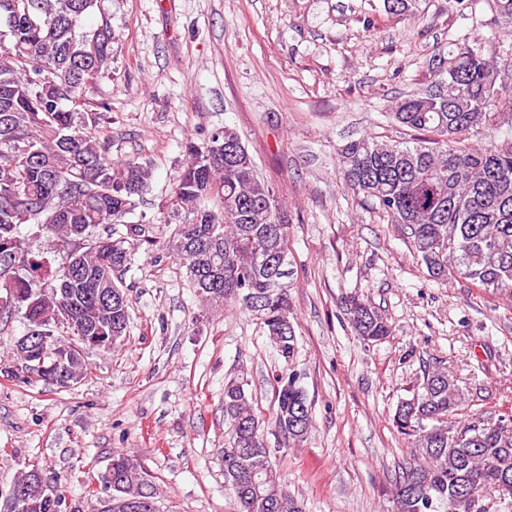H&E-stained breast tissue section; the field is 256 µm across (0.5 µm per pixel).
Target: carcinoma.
<instances>
[{
	"mask_svg": "<svg viewBox=\"0 0 512 512\" xmlns=\"http://www.w3.org/2000/svg\"><path fill=\"white\" fill-rule=\"evenodd\" d=\"M100 0H0V315L21 312L28 330L54 337L64 369L87 374L80 349L88 336L125 341L129 300L105 292L146 241L144 224L112 225L132 213L152 178L136 156L114 159L111 136L88 93L112 63V28L86 30L82 17ZM491 24L512 36V0H493ZM497 46L481 39L450 45L428 60L426 83L391 106L394 122L424 134L414 145L360 138L344 145L339 165L347 188L363 195L411 239L433 279L456 277L478 287L512 286V140L472 145L500 125L503 94L512 91V65L496 61ZM274 196L238 132L224 127L202 144L186 146L173 188L175 205L193 219L180 224L169 249L186 267L192 288L208 306L245 305L260 321L285 368L276 374L272 416L283 445L300 442L313 424L297 374L288 371L297 349L288 274L277 261L288 253V211L261 205ZM212 198L217 209L199 207ZM33 225L52 245L79 248L55 270L30 251L20 226ZM49 279V288L35 287ZM356 336L376 342L390 335L387 318L360 300L347 304ZM54 368L19 380L54 384ZM244 377L224 385V482L238 512H306L271 461ZM465 394L445 369L427 372L402 400L393 426L419 449L395 474L393 512H470L474 497L512 486V422L459 418ZM112 495L118 501L156 499L158 487L135 456L115 453ZM33 464L11 486L18 512H66L57 490L42 488Z\"/></svg>",
	"mask_w": 512,
	"mask_h": 512,
	"instance_id": "cac0c4a2",
	"label": "carcinoma"
}]
</instances>
